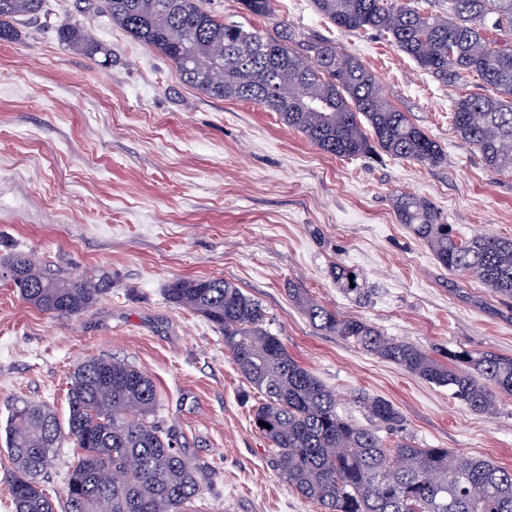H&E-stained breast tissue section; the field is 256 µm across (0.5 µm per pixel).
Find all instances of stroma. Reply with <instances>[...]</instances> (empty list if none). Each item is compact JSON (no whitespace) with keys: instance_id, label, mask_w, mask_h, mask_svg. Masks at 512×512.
Returning <instances> with one entry per match:
<instances>
[{"instance_id":"obj_1","label":"stroma","mask_w":512,"mask_h":512,"mask_svg":"<svg viewBox=\"0 0 512 512\" xmlns=\"http://www.w3.org/2000/svg\"><path fill=\"white\" fill-rule=\"evenodd\" d=\"M98 3L45 0L40 15L16 22L14 40L0 41V258L23 251L64 275L112 283L80 315L57 317L0 279V512H12L9 404L41 403L66 419L71 371L99 356L152 378L157 421L208 477L191 512H319L275 471L252 422L257 397L222 333L167 301V285L188 277H221L259 300L268 329L335 391L343 416L367 424L353 396H380L419 447L512 468V397L494 415L474 413L448 388L316 329L288 294L304 289L430 353L512 355V302L441 267L394 207L410 192L462 237H512V173L488 169L449 118L461 92H478V77L441 84L386 36L339 32L311 0H271L265 18L241 0H205L228 23L336 40L447 155L438 166L384 154L339 159L277 113L186 85ZM75 22L110 48L109 66L61 44L58 28ZM338 265L357 272L369 296L338 288Z\"/></svg>"}]
</instances>
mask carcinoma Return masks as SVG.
<instances>
[{"instance_id": "obj_1", "label": "carcinoma", "mask_w": 512, "mask_h": 512, "mask_svg": "<svg viewBox=\"0 0 512 512\" xmlns=\"http://www.w3.org/2000/svg\"><path fill=\"white\" fill-rule=\"evenodd\" d=\"M314 10L341 32L375 30L439 81L477 76L484 92L456 98L451 122L486 167L512 172V0H448L441 17L410 0H312ZM44 0H0V41L14 38L13 22L36 17ZM97 11L176 66L179 77L216 99L256 103L278 113L288 128L339 158L383 153L436 166L438 144L394 108L375 76L334 40L299 39L283 29L271 36L219 19L202 0H101ZM60 42L90 55L111 56L81 24L58 32ZM401 223L427 243L448 271L480 281L512 300V238L457 239L431 204L411 193L394 203ZM336 284L365 295L358 274L336 266ZM0 277L19 296L54 316H76L109 290L105 275L67 278L25 253L12 254ZM289 295L310 323L401 366L480 414L512 396V356L448 351L438 356L383 335L366 321L329 309L298 288ZM167 300L196 311L224 334V351L258 394L253 425L273 448V466L320 512H512V469L483 457H454L446 448H420L408 438L386 442L377 429L396 431L403 417L382 397L353 396L371 425L336 411V394L300 365L266 326L262 304L224 278L178 279ZM158 406L151 378L109 357L74 367L66 423L46 406L11 405L6 449L13 512H187L201 494L198 467L176 437L150 419ZM270 425L265 428L259 422ZM83 455L68 470L55 506L38 478L63 441Z\"/></svg>"}]
</instances>
